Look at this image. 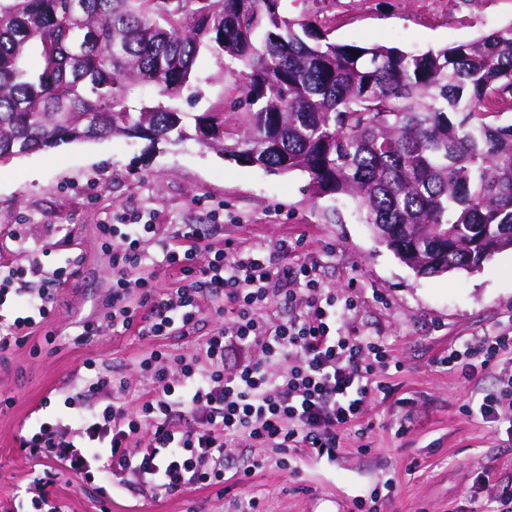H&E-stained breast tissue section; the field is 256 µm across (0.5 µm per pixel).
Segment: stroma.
Here are the masks:
<instances>
[{"mask_svg":"<svg viewBox=\"0 0 512 512\" xmlns=\"http://www.w3.org/2000/svg\"><path fill=\"white\" fill-rule=\"evenodd\" d=\"M281 8L291 18L311 17L330 40L416 54L512 22V0L453 8L448 0H282ZM238 72L201 53L174 107L200 114L219 105ZM307 183L299 172L240 165L193 136L177 145L124 137L64 144L0 165V264H24L43 245L45 265L76 261L74 276L56 291L49 323L0 351V512H30L35 479L51 464L20 450L21 430L36 417L53 421L65 399L83 395L87 359L137 388L143 358L155 350L197 355L217 324L208 315L189 336L144 340L129 331L76 343L78 326L99 317L112 291V252L100 225L111 223L116 210L154 224H210L219 209L224 229L209 239L211 247L270 252L280 239H301L303 254L320 262L324 287L357 302L344 329L382 337L403 363L402 372L378 373L395 394L368 402L360 427L332 461L294 459L283 469L270 450L230 448L235 462L252 455L264 461L240 485L229 479L158 499L131 488L104 497L54 471L53 492L65 512H239L250 497L259 512H357L356 497H369L389 478L395 488L380 512H493L497 496L512 487V442L505 422L466 408L493 388L495 371L467 378L436 359L449 345L512 320V250L474 273L420 278L374 238L348 202L312 197Z\"/></svg>","mask_w":512,"mask_h":512,"instance_id":"1","label":"stroma"}]
</instances>
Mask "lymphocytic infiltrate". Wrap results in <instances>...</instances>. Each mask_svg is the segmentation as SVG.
<instances>
[{"label": "lymphocytic infiltrate", "mask_w": 512, "mask_h": 512, "mask_svg": "<svg viewBox=\"0 0 512 512\" xmlns=\"http://www.w3.org/2000/svg\"><path fill=\"white\" fill-rule=\"evenodd\" d=\"M214 224H185L173 239L159 236L142 215L121 213L100 233L112 249V293L101 320L76 334L85 342L109 331H134L145 339L184 336L211 299H219L216 326L192 357L152 352L139 367L147 382L131 391L125 378L84 363L88 392L104 407L69 398L67 418L30 427L22 451L46 458L100 494L135 485L152 496L224 483V451L247 444L295 457H335L347 432L373 398L388 399L393 385L376 372L394 361L381 338L349 336L340 325L352 300H340L318 277L319 261L296 259V246L278 241L274 254L227 246L203 250ZM175 278L158 287L149 268L151 249ZM75 274L73 262L48 268L38 257L19 266L0 265V312L8 300L24 299L13 320L0 322V351L47 324L55 291ZM138 302H131L132 290ZM241 353L226 370L228 352ZM440 367L471 377L497 365L496 384L468 410L501 418L512 407V327L450 345ZM151 433H143L142 418Z\"/></svg>", "instance_id": "lymphocytic-infiltrate-1"}]
</instances>
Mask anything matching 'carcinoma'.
<instances>
[{
	"mask_svg": "<svg viewBox=\"0 0 512 512\" xmlns=\"http://www.w3.org/2000/svg\"><path fill=\"white\" fill-rule=\"evenodd\" d=\"M241 66L224 108L194 117L242 165L299 171L347 198L410 269L470 272L512 248V23L421 54L329 40L281 0H0V163L114 136L178 144L189 116L130 109L135 80L169 100L201 50Z\"/></svg>",
	"mask_w": 512,
	"mask_h": 512,
	"instance_id": "carcinoma-1",
	"label": "carcinoma"
}]
</instances>
